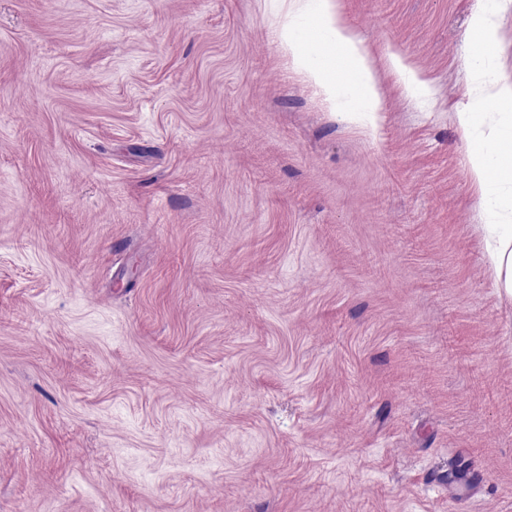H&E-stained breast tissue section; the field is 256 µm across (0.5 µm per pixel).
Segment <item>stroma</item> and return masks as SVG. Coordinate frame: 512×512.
<instances>
[{
    "label": "stroma",
    "instance_id": "35a3bbf8",
    "mask_svg": "<svg viewBox=\"0 0 512 512\" xmlns=\"http://www.w3.org/2000/svg\"><path fill=\"white\" fill-rule=\"evenodd\" d=\"M336 5L373 127L272 36L286 0H0V512H512L455 119L472 56L512 81V0ZM389 62L395 72L398 74L400 81L408 91H415L422 87L423 81L418 74L409 68L398 55H390Z\"/></svg>",
    "mask_w": 512,
    "mask_h": 512
}]
</instances>
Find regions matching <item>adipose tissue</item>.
<instances>
[{
	"label": "adipose tissue",
	"instance_id": "adipose-tissue-1",
	"mask_svg": "<svg viewBox=\"0 0 512 512\" xmlns=\"http://www.w3.org/2000/svg\"><path fill=\"white\" fill-rule=\"evenodd\" d=\"M294 17L292 28L277 35L281 45L301 57L307 73L325 83L332 97L357 100V107L344 112L348 121L376 124L380 100L368 56L332 0H304ZM312 25L315 45L302 48L298 32ZM469 69L472 94L457 112V124L480 195L487 270L499 292L512 298V82L502 79L495 61L485 56L471 59Z\"/></svg>",
	"mask_w": 512,
	"mask_h": 512
}]
</instances>
